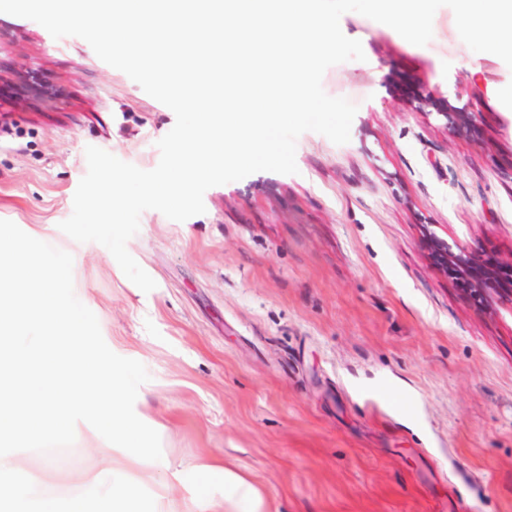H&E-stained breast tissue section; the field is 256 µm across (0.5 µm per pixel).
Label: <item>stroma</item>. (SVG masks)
I'll use <instances>...</instances> for the list:
<instances>
[{"instance_id": "1", "label": "stroma", "mask_w": 512, "mask_h": 512, "mask_svg": "<svg viewBox=\"0 0 512 512\" xmlns=\"http://www.w3.org/2000/svg\"><path fill=\"white\" fill-rule=\"evenodd\" d=\"M423 47L359 14L345 36L365 58L322 87L357 105L343 145L303 133L297 173L257 172L209 188L176 222L144 211L127 243L156 287L143 292L110 251L60 230L93 145L157 166L171 109L83 39H54L0 13V71L33 70L61 99L0 82V220L73 257L77 298L117 355L150 379L134 405L162 458L176 512H204L221 461L265 512H512V306L478 305L432 259L431 232L476 259L512 258V112L457 71L447 8ZM478 115L476 140L449 135L411 91ZM26 452L57 465L53 496L81 493L96 459Z\"/></svg>"}]
</instances>
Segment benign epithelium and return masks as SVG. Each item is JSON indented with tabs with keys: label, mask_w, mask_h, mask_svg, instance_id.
<instances>
[{
	"label": "benign epithelium",
	"mask_w": 512,
	"mask_h": 512,
	"mask_svg": "<svg viewBox=\"0 0 512 512\" xmlns=\"http://www.w3.org/2000/svg\"><path fill=\"white\" fill-rule=\"evenodd\" d=\"M21 85L27 94L41 100L56 101L59 94L56 88L45 83L34 71L19 75ZM445 121L449 134L466 137L477 126V113L456 109L450 105L439 113ZM428 246L434 248L437 261L445 272H449L459 281L463 290L479 296L482 301L490 302L493 298H506L512 301V283L506 287L497 286V280L476 268L470 260V252L464 247H454L447 241L433 234L427 236Z\"/></svg>",
	"instance_id": "7a95c632"
}]
</instances>
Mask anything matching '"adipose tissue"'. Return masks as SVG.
Returning a JSON list of instances; mask_svg holds the SVG:
<instances>
[{
	"instance_id": "1",
	"label": "adipose tissue",
	"mask_w": 512,
	"mask_h": 512,
	"mask_svg": "<svg viewBox=\"0 0 512 512\" xmlns=\"http://www.w3.org/2000/svg\"><path fill=\"white\" fill-rule=\"evenodd\" d=\"M449 19L452 32L464 45L478 43L483 47L480 58L463 55L458 65L470 78L483 85L488 96L512 106V82L493 80L491 72L498 63L504 46L512 47V0H452ZM223 488L206 505L207 512H225L235 501L246 502L249 512H262L263 500L258 491L241 475L221 469Z\"/></svg>"
}]
</instances>
